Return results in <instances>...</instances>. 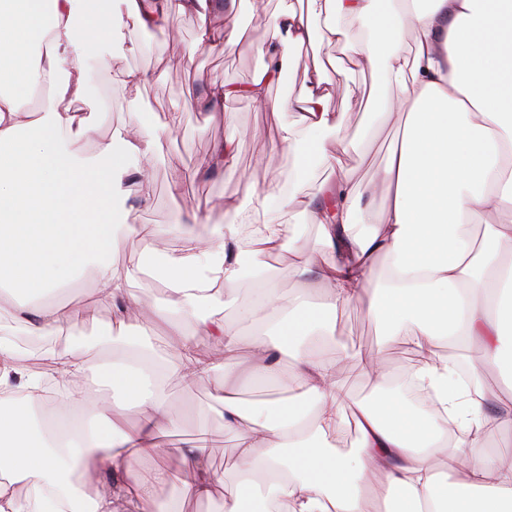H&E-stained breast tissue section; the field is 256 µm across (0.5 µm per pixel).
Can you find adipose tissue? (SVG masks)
<instances>
[{"mask_svg":"<svg viewBox=\"0 0 512 512\" xmlns=\"http://www.w3.org/2000/svg\"><path fill=\"white\" fill-rule=\"evenodd\" d=\"M121 2V11L93 13L88 0H53L52 21L36 37L46 51L33 66L23 31L41 18L43 0H0V87L9 89L0 94V298L30 313L27 329L38 336L57 331L53 298L87 268L96 299L111 303L121 324L146 321L142 301L127 289L138 269L117 270L107 255L122 228L116 203L128 178L141 197L151 194L155 144L173 127L148 138L119 127L85 155L90 128L72 109L84 90V62L120 54L126 25L165 31L177 14L198 19L200 44L240 38L235 26L211 25L210 0ZM351 19L364 21L362 33L348 27ZM406 25L415 33L408 52L397 42ZM317 40L363 43L360 64L382 72L375 103L405 116L399 148L370 185L385 198L380 208L358 210L362 193L337 155L336 115L326 107L333 84L322 68L308 70L298 97L269 98L291 52ZM265 55L250 84L213 86L208 100L299 112V126L280 125L271 144L293 154L294 176L262 186L210 235H186L183 254L143 247L175 297L176 314L156 313L168 338L142 334L125 358L94 368L82 351L47 350L69 390L62 408L42 402L38 375L15 367L19 348L0 336V390L16 379L26 391L21 403L0 399V512H153L156 488L176 477L185 497L211 496L202 449L183 450L177 475L162 462L157 423L172 407L137 369L144 359L186 382L214 381L238 448L224 512H512V467L485 445L491 430H512V0H433L425 12L410 0H306L304 9L276 16ZM66 62L74 77L61 82ZM42 88L48 104L36 116L28 99ZM316 164L335 173L328 189L335 214L304 192ZM293 202L319 226L322 252L284 243L281 226L261 220L270 207ZM486 215L492 221L475 240L471 221ZM282 244L298 255L295 271L315 280L320 299L288 310L279 290L264 286L238 311L256 325L241 338L214 291L238 286L242 253L258 262ZM355 303L384 323V346L423 355L416 375L434 390L437 408L416 411L389 390L381 353L357 358L369 395L347 387L325 346L337 314ZM457 336L478 341L485 364L500 371L499 415H487L458 378L445 352ZM205 339L228 356L247 348L248 379L275 382L284 397L242 402L225 364L196 356ZM130 408L140 425L113 424ZM349 408L357 436L338 448L331 438ZM91 469L114 474V484L86 479Z\"/></svg>","mask_w":512,"mask_h":512,"instance_id":"ef3b65f1","label":"adipose tissue"}]
</instances>
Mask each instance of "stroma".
<instances>
[{
	"label": "stroma",
	"mask_w": 512,
	"mask_h": 512,
	"mask_svg": "<svg viewBox=\"0 0 512 512\" xmlns=\"http://www.w3.org/2000/svg\"><path fill=\"white\" fill-rule=\"evenodd\" d=\"M285 6L286 0H268L266 14L258 15L250 11L247 0H236L229 13L220 2L215 4L210 16L212 26L223 27L230 18L239 25L242 37L234 46L219 43L199 47L197 19L183 16L179 19L183 32L180 41L172 42L157 32L129 26L125 29L127 51L104 65L92 59L86 62L85 95L74 102L73 108L93 116V130L84 142L87 151H96L118 125H174L158 150L152 195L146 199L130 198L123 206L124 219L135 232L113 252V267L123 270L135 266L140 260L142 242L152 238L159 228L182 224L191 233L206 234L214 225L230 221L233 208L245 202L248 195L240 173H251L258 187L270 181L287 180L292 159L272 151L271 141L280 124L299 122V113L259 112L245 100L214 105L207 102V91L212 85L246 84L263 68L264 37L270 16ZM316 65L327 66L328 78L339 79L327 108L339 119L341 138L357 141L356 150L341 154L342 164L353 170L356 182L368 183L388 151L401 139L405 119L390 113L370 138H363L377 75L357 66L350 50L341 45L318 43L306 48L304 57H293L282 82L270 87V98L299 95L307 69ZM127 68L147 75L134 97L127 94L122 83V72ZM101 90L112 95L111 112H100L97 107V93ZM231 136L241 140L238 152L224 165L213 166L216 146ZM258 156L265 158V168L254 167ZM179 183L188 186L189 191L172 197L170 189ZM294 269L295 258L289 253L279 264L248 269L236 296L248 297L257 281L269 277L275 280L285 299L302 296L318 301V289L308 287ZM94 288L93 276L87 271L80 276L76 288L59 299L57 307L67 329L65 337H31L28 331L19 330L17 317L10 313L4 317L5 328L19 330L21 339H33L42 347H88L92 350L91 360H104L109 355L108 341L125 338L130 329L120 325L111 304L94 299ZM378 337L377 323L360 306L346 307L336 319L339 350L360 352L365 344L377 343ZM166 386L180 412V420L160 429L161 444L168 450L165 464L180 461V449L201 446L215 477L212 497L187 500L185 512H223L224 494L233 487L236 478L237 452L233 434L224 429L223 408L212 398L214 383L203 379L185 384L170 379Z\"/></svg>",
	"instance_id": "stroma-1"
}]
</instances>
